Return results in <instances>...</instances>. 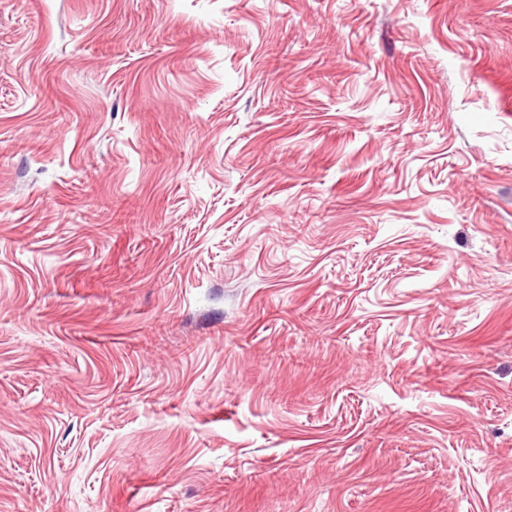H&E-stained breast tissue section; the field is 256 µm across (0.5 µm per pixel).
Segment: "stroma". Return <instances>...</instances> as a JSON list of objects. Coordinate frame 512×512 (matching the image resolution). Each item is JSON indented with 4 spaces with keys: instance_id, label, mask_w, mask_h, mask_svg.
I'll list each match as a JSON object with an SVG mask.
<instances>
[{
    "instance_id": "stroma-1",
    "label": "stroma",
    "mask_w": 512,
    "mask_h": 512,
    "mask_svg": "<svg viewBox=\"0 0 512 512\" xmlns=\"http://www.w3.org/2000/svg\"><path fill=\"white\" fill-rule=\"evenodd\" d=\"M0 512H512V0H0Z\"/></svg>"
}]
</instances>
